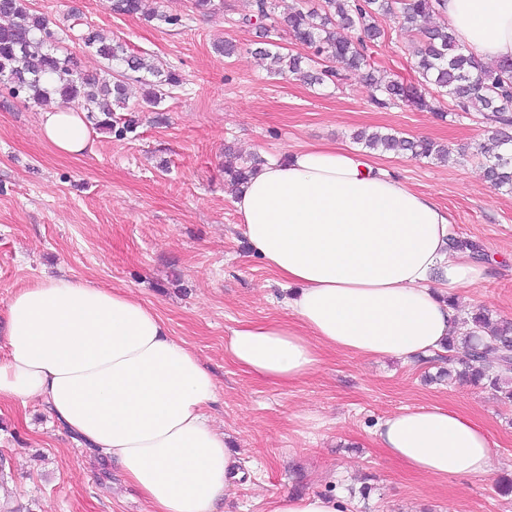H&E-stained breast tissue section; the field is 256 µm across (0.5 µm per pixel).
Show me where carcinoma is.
I'll use <instances>...</instances> for the list:
<instances>
[{"mask_svg":"<svg viewBox=\"0 0 512 512\" xmlns=\"http://www.w3.org/2000/svg\"><path fill=\"white\" fill-rule=\"evenodd\" d=\"M113 12L127 16L143 15L157 26H179L182 18L160 11L146 13L143 0H110ZM441 0H325L314 8L304 0L296 3L283 24L296 40L313 50V56L283 53L272 41L278 24L276 0H251L250 13L235 20L240 26L256 30L261 47L256 53L269 61L278 75L291 74L310 84L337 83L344 72L370 66L366 47L382 36L381 16L391 17L401 26L418 31L421 42L417 57L418 85L398 79L366 77L372 87V100L387 107L403 103L419 110L438 112V103L449 97L457 112H480L493 123L487 139L477 145L485 159L484 177L495 190L512 192V60L485 62L477 54L459 45L448 24L426 25L438 10ZM0 84L15 98L47 105L58 98L74 103L86 112V120L100 130L122 136L134 129L129 119L123 126L112 124V113L126 109L129 81L143 88V102L157 107L164 88L183 84L181 71L160 67L135 54L119 39H108L87 28L77 40L108 61L102 74L85 73L77 55L62 46V40L48 20L30 9L27 0H0ZM356 140L373 151L407 155L413 159H441L448 149L427 138H407L391 133L361 131ZM263 164L250 157L239 167H228L225 175L235 186H243ZM455 249L467 250L472 257L483 255L482 245L469 238L453 237ZM471 327L464 336H450L445 351H462L448 358L461 368L440 371L450 380L484 384L504 394L512 402V322L491 325L489 313L477 310L470 317Z\"/></svg>","mask_w":512,"mask_h":512,"instance_id":"1","label":"carcinoma"}]
</instances>
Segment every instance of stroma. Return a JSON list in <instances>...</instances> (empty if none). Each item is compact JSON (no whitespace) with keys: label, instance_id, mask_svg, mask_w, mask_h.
Segmentation results:
<instances>
[{"label":"stroma","instance_id":"1","mask_svg":"<svg viewBox=\"0 0 512 512\" xmlns=\"http://www.w3.org/2000/svg\"><path fill=\"white\" fill-rule=\"evenodd\" d=\"M203 16L191 0H147L181 16L177 28L113 13L107 0H28L67 28V16L132 52L176 66L185 83L157 110L132 84L122 119L134 132L91 129L87 151L63 156L39 133L41 105L0 90V359L6 354L12 293L66 275L122 288L152 306L172 336L214 376V424L238 453L244 476L219 512H266L283 491L336 494L344 512H512L496 484L512 478V403L482 386L437 380L438 356L403 362L324 352L307 378L265 381L242 369L225 343L243 322L286 318L280 280L251 255L224 177L226 150L281 155L308 145L357 148L362 130L425 137L448 145L447 161L374 152L410 189L446 208L456 236L481 242L480 281L456 295L459 331L473 310L512 320V193L483 178L474 153L490 128L480 113L376 107L364 72L340 85L272 74L254 52V30L238 26L250 0H215ZM384 35L369 51L379 73L416 83V33L378 20ZM235 42L237 55L217 54ZM446 405L489 432L493 467L476 478L441 480L407 470L376 443L377 426L405 408ZM0 512H150L111 457L65 431L39 402H0Z\"/></svg>","mask_w":512,"mask_h":512}]
</instances>
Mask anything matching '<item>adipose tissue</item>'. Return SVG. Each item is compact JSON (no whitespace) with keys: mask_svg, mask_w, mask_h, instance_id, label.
<instances>
[{"mask_svg":"<svg viewBox=\"0 0 512 512\" xmlns=\"http://www.w3.org/2000/svg\"><path fill=\"white\" fill-rule=\"evenodd\" d=\"M462 46L512 59V0H444ZM40 132L62 155L90 141L84 113L54 108ZM234 205L251 250L281 279L289 319L246 322L226 351L275 383L312 374L325 351L403 360L441 350L450 302L483 267L450 250L451 219L364 154L310 145L267 157ZM217 385L155 309L120 288L72 278L16 291L8 304L0 400L43 401L65 428L106 451L151 512H215L236 460L207 409ZM377 441L410 471L438 479L490 472L493 443L442 405L387 417Z\"/></svg>","mask_w":512,"mask_h":512,"instance_id":"obj_1","label":"adipose tissue"}]
</instances>
